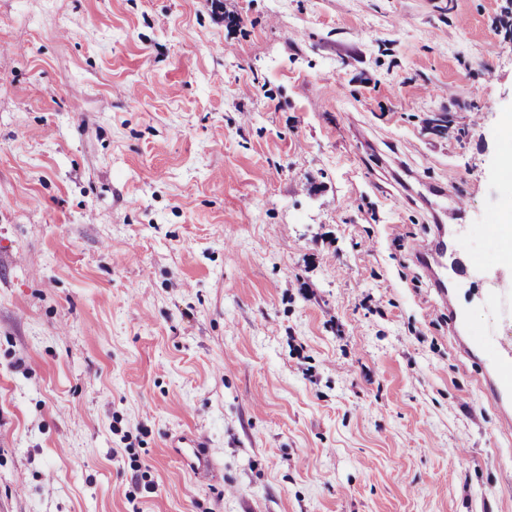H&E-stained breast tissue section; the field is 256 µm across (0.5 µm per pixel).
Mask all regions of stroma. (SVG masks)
I'll list each match as a JSON object with an SVG mask.
<instances>
[{"label":"stroma","mask_w":512,"mask_h":512,"mask_svg":"<svg viewBox=\"0 0 512 512\" xmlns=\"http://www.w3.org/2000/svg\"><path fill=\"white\" fill-rule=\"evenodd\" d=\"M510 119L512 0H0V512H512ZM464 241L465 239L460 236L450 235L448 238L447 228L442 224L436 241L430 244H415L414 251L422 264L432 265L434 263L439 267H444L443 259L448 252L449 244L455 256L454 278L457 283L462 284L471 282L480 272V269L471 260L467 262L462 260L461 257H466L468 253ZM498 240L500 261L492 277V288L482 297V306L488 317L489 327L481 336H465V351L478 352L495 358L493 370L481 381L486 396L504 410V402L512 401V338L498 336L496 324L505 318L512 319V224H487Z\"/></svg>","instance_id":"35a3bbf8"}]
</instances>
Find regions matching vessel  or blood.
Returning a JSON list of instances; mask_svg holds the SVG:
<instances>
[{
	"instance_id": "vessel-or-blood-1",
	"label": "vessel or blood",
	"mask_w": 512,
	"mask_h": 512,
	"mask_svg": "<svg viewBox=\"0 0 512 512\" xmlns=\"http://www.w3.org/2000/svg\"><path fill=\"white\" fill-rule=\"evenodd\" d=\"M490 232L500 247V261L492 277V286L482 298L489 327L480 336H468L462 341L464 350L492 356L493 370L481 382L486 396L496 404L512 401V339L498 336L495 326L505 318H512V224H493ZM414 251L422 264H442L446 254H454L453 267L457 283H467L477 277L479 270L467 261V249L462 237L450 236L440 230L436 241L415 245Z\"/></svg>"
}]
</instances>
